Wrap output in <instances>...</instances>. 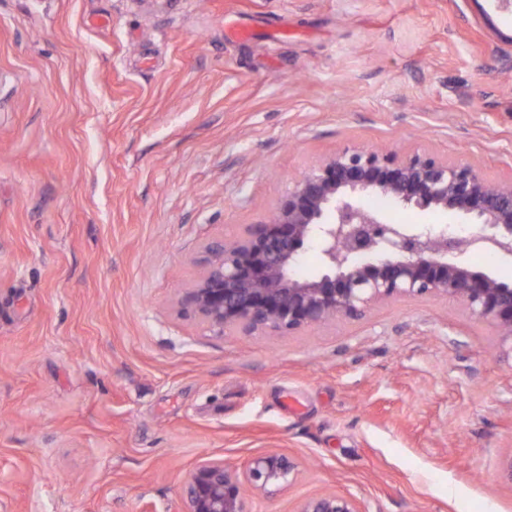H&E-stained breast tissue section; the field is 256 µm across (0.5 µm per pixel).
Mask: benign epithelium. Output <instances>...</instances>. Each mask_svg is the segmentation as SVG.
I'll use <instances>...</instances> for the list:
<instances>
[{
	"label": "benign epithelium",
	"instance_id": "obj_1",
	"mask_svg": "<svg viewBox=\"0 0 512 512\" xmlns=\"http://www.w3.org/2000/svg\"><path fill=\"white\" fill-rule=\"evenodd\" d=\"M367 193L420 210L454 211L478 231L458 238L391 224L361 204ZM309 242L319 249L322 271L300 278L295 268ZM472 249L512 262V170L490 180L469 164L345 147L294 181L266 223L250 225L231 243H207L203 272L179 304L222 336L237 329L290 334L339 317L361 318L394 297H449L489 321L502 355L512 356V281L460 260ZM296 469L277 449L241 471L221 459L204 460L185 481L181 512H248L245 488L271 493ZM296 512L364 510L357 498L326 490L304 499Z\"/></svg>",
	"mask_w": 512,
	"mask_h": 512
}]
</instances>
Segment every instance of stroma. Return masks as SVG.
<instances>
[{
  "label": "stroma",
  "instance_id": "35a3bbf8",
  "mask_svg": "<svg viewBox=\"0 0 512 512\" xmlns=\"http://www.w3.org/2000/svg\"><path fill=\"white\" fill-rule=\"evenodd\" d=\"M347 146L511 168L512 4L0 0V512H181L201 461L271 448L298 470L249 512H512V360L457 301L178 312L204 244ZM296 512H364L354 496L334 491H321L304 499Z\"/></svg>",
  "mask_w": 512,
  "mask_h": 512
}]
</instances>
